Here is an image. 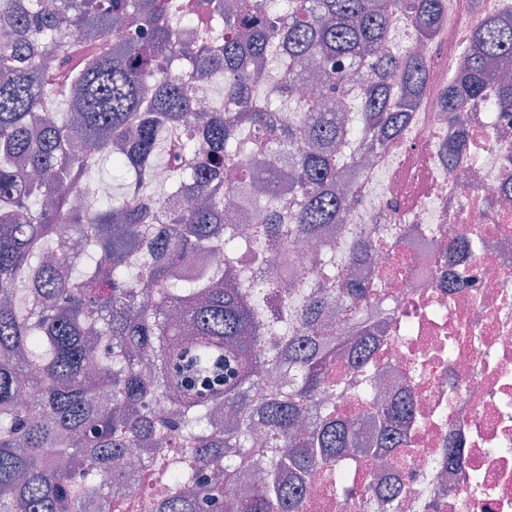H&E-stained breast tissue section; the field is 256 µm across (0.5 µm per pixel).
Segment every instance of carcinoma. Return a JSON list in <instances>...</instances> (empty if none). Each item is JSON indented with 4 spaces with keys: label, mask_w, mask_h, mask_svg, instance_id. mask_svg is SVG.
<instances>
[{
    "label": "carcinoma",
    "mask_w": 512,
    "mask_h": 512,
    "mask_svg": "<svg viewBox=\"0 0 512 512\" xmlns=\"http://www.w3.org/2000/svg\"><path fill=\"white\" fill-rule=\"evenodd\" d=\"M447 15V0H253L245 14L235 0H0L26 33L0 42V512H302L307 479L342 469L355 419L338 414L349 366L336 352L370 353L377 338L367 316L341 334L327 317L337 301L368 307L374 289L355 269L382 246L359 227L315 288L241 284L224 194L258 214L253 261L309 240L336 250L322 227L347 223L359 157L396 136L426 90L424 57L387 49L392 22L422 43ZM190 26L192 84L169 63ZM511 61L506 8L474 26L439 90L456 127L442 155L467 148L473 108L512 111V80L492 69ZM361 68L373 79L345 91ZM312 70L318 95L293 97ZM216 82L224 111H195ZM354 100L349 123L330 107ZM160 148L163 210L150 190ZM249 155L269 158L262 199ZM103 156L128 180L120 198L98 192ZM213 245L224 267L182 273ZM361 406L377 454L405 447L412 401ZM138 451L148 465L134 490L107 485L113 461Z\"/></svg>",
    "instance_id": "carcinoma-1"
}]
</instances>
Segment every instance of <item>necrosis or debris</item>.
<instances>
[{
  "label": "necrosis or debris",
  "instance_id": "1",
  "mask_svg": "<svg viewBox=\"0 0 512 512\" xmlns=\"http://www.w3.org/2000/svg\"><path fill=\"white\" fill-rule=\"evenodd\" d=\"M456 22L421 46L428 89L404 131L354 185L351 224L385 230L401 241L383 253L397 267L377 287L381 317L374 357L389 391L411 396L404 432L408 451L379 470L366 458L345 480L317 486L304 512H382L378 484L399 482L392 512H512V201L487 203L512 169V113L483 112L468 125V148L447 166L440 147L448 120L438 90L478 20L472 0H449ZM286 267L291 279L315 283L321 267L306 246L286 264L248 265L251 276ZM467 280L463 289L451 281ZM462 463L448 465V447Z\"/></svg>",
  "mask_w": 512,
  "mask_h": 512
}]
</instances>
